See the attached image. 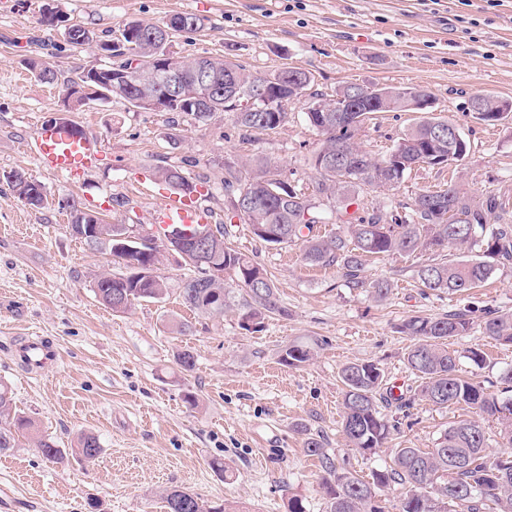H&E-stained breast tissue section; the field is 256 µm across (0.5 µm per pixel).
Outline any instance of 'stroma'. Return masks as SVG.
I'll use <instances>...</instances> for the list:
<instances>
[{
    "label": "stroma",
    "instance_id": "obj_1",
    "mask_svg": "<svg viewBox=\"0 0 512 512\" xmlns=\"http://www.w3.org/2000/svg\"><path fill=\"white\" fill-rule=\"evenodd\" d=\"M49 1L100 36L128 20L196 15L202 26L176 36V55H221L260 75L298 66L312 74L319 93L332 95L349 83L423 86L436 99V117L454 122L471 152L452 166L418 165L395 188L360 192V214L393 223L416 193L452 183L475 197L500 196L512 215V120L488 126L470 110L480 93L512 102V0H208L204 8L196 0H0V380L35 423L34 434L0 453V489L12 497L11 512H165L173 489L232 512H288L293 495L307 512H325L306 434L320 436L337 464L368 478L390 464L394 449L433 447L450 422L468 418L463 408L415 400L404 413L387 409L400 426L383 448L352 451L340 434L338 372L349 362L373 361L399 393L412 396L420 381L407 368L411 341L398 324L469 307L512 314L511 264L498 266L486 287L448 295L418 284L421 257H369L364 276L393 285L377 302L346 287L336 268L305 265L298 248L272 249L232 217L224 172L262 155L274 160L275 177L308 188L309 159L322 137L301 105L289 104L287 122L270 133L244 131L228 112L204 123L178 122L170 112L105 99L69 110L59 85L37 80L26 59L65 74L105 60L41 25ZM56 117L102 139L98 165L80 179L42 170L22 148L35 124ZM421 118L378 113L364 125L361 146L383 157ZM167 164L208 181L201 205L224 226L226 244L266 270L287 317L266 318L254 332L234 311L221 318L193 313L177 293L189 267L168 251L160 264L171 285L165 299L117 313L96 298L95 274L124 267L72 235L59 199L75 198L106 223L149 235L153 197L165 185L143 180L142 172ZM11 171L42 183L46 204L19 199L3 179ZM34 337L57 350L54 368L34 373L21 364L16 352ZM314 338L319 349L311 361L281 364L288 343ZM449 348L462 371H476L490 392L501 393L512 346L476 328ZM472 348L486 354L482 369L466 357ZM185 349L195 358L190 371L176 362ZM84 433L103 448L96 461L77 452ZM39 436L55 443L60 460L41 454ZM215 460L226 474L212 469Z\"/></svg>",
    "mask_w": 512,
    "mask_h": 512
}]
</instances>
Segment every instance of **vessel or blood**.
Wrapping results in <instances>:
<instances>
[{"mask_svg":"<svg viewBox=\"0 0 512 512\" xmlns=\"http://www.w3.org/2000/svg\"><path fill=\"white\" fill-rule=\"evenodd\" d=\"M25 149L42 169L74 179L96 167L101 156V139L82 125L40 124ZM153 220L157 233L161 234L172 224L192 227L209 223L211 216L197 198L167 192L155 209ZM19 355L33 370L43 369L53 360L50 347L40 340L28 342Z\"/></svg>","mask_w":512,"mask_h":512,"instance_id":"b4317fda","label":"vessel or blood"}]
</instances>
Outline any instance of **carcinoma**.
I'll list each match as a JSON object with an SVG mask.
<instances>
[{
	"label": "carcinoma",
	"mask_w": 512,
	"mask_h": 512,
	"mask_svg": "<svg viewBox=\"0 0 512 512\" xmlns=\"http://www.w3.org/2000/svg\"><path fill=\"white\" fill-rule=\"evenodd\" d=\"M142 25L148 31L160 33L167 21L133 20L124 23L118 34H107L112 42V58L104 70L128 67L136 59L137 67L145 69L154 54L155 44L130 34L128 28ZM68 44L82 46L97 41L95 33L75 25L67 34ZM27 65L35 76L47 83L58 82L60 71L30 58ZM237 76L243 83L258 78L244 66L224 61L221 80ZM305 82L297 89H288L287 102H299L309 124L323 140L313 159L312 185L318 197L327 200L335 223L345 230L341 234H313L320 217L313 214L312 199L288 182L270 177L272 161L267 157H252L242 161V168L229 170L224 176V191L235 201L257 197V203L237 211L239 219L251 226L253 234L263 242L274 243L278 249L297 246L301 259L308 265L335 267L349 288L362 289L375 301L384 300L391 290L385 278L369 280L362 275L364 260L371 255H434L416 270L420 286L437 292L463 294L483 287L498 265L512 264V225L503 223L502 203L494 194L478 200L450 184L441 190L418 193L407 212L393 224H382L375 215L361 216L349 211L356 204L357 191L393 188L400 184L412 166L426 163L448 166L464 161L471 144L464 134L459 139L441 142L433 137V123L440 118L419 121L394 144L388 155L371 158L358 143V136L368 112H343L345 100L336 94L328 96L307 93L312 83L311 73L303 71ZM100 85L83 72H76L61 81V90L69 96L77 89ZM416 86L387 89L388 99L380 105L382 112L402 110L404 95ZM214 102L224 112L234 113L235 123L246 130L272 131L288 120V106L279 112H237L235 101L222 95ZM509 102L490 95L484 96L485 111L476 118L494 125L509 115L497 108ZM155 178L181 192L199 193L197 182L179 166L154 167ZM4 180L18 197L37 206L42 198L31 196L34 186L23 172L13 171ZM274 230L278 238L266 237ZM480 254L471 255L474 249ZM125 267L132 262L153 266L152 274L135 278L126 273L109 272L96 275L92 282L95 296L107 307L117 310L110 293L131 295L129 305L141 301L160 300L169 290L168 278L160 273V251L152 237L133 244L131 251H112ZM212 260L230 275L231 281L208 278L197 268V275L179 288L184 303L195 312L208 317H222L235 307L241 320L260 328L270 315L288 317V308L277 296V288L266 271L248 256L220 242ZM479 327L483 334L503 344L512 345V314H502L493 308L451 310L440 317L411 316L399 326L400 332L412 339L406 352L408 368L421 379L417 396L438 408L451 406L473 410L476 417L451 423L437 438L435 447L397 448L391 464L377 470L366 480L345 467L336 465L322 440L307 435L306 453L317 459L320 466L319 487L326 498L327 512H384L379 497L390 488L400 490L397 512H512V397L501 399L489 392L473 376L460 373L458 357L448 350V340L465 336ZM318 343L292 342L283 349L281 361L297 367L309 362L317 353ZM343 385L340 432L345 445L359 453L383 447L399 421L383 414L382 407L397 403L398 409L411 400L394 395L386 386L382 369L374 362H350L339 371ZM497 420L502 440L501 450L488 451L487 439L480 417ZM33 427L32 421L13 406L9 386L0 381V451L15 447V434ZM80 454L88 461L97 459L102 448L96 436L83 434L78 441ZM167 512H226L224 507H205L187 490L174 489L165 496Z\"/></svg>",
	"instance_id": "obj_1"
}]
</instances>
